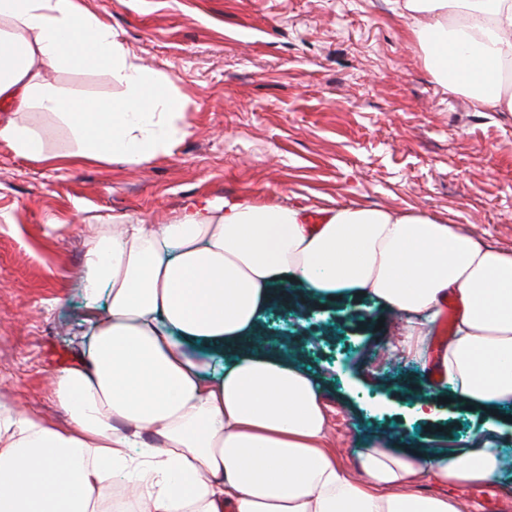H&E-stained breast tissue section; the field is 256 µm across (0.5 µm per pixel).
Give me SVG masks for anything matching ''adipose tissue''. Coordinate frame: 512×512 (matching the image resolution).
I'll list each match as a JSON object with an SVG mask.
<instances>
[{
	"instance_id": "ef3b65f1",
	"label": "adipose tissue",
	"mask_w": 512,
	"mask_h": 512,
	"mask_svg": "<svg viewBox=\"0 0 512 512\" xmlns=\"http://www.w3.org/2000/svg\"><path fill=\"white\" fill-rule=\"evenodd\" d=\"M437 79L481 107L512 112V0H403ZM93 45L87 54L85 45ZM108 65L120 98L64 111L50 69ZM0 141L56 155L17 113H61L79 162L146 164L188 133L172 80L139 63L78 0H0ZM298 281L318 297L354 289L436 322L456 305L438 375L458 399L512 412V252L423 213L339 205L310 226L302 208L203 198L169 224L116 221L88 241L93 304L75 363L53 374L59 426L0 399V512H460L444 489L501 480L497 426L466 450L395 451L366 437L363 479L328 445L323 392L307 366L255 332ZM199 347L223 353L208 374ZM441 486L421 492V482Z\"/></svg>"
}]
</instances>
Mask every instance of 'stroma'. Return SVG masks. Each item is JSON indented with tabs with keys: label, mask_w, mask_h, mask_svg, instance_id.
Instances as JSON below:
<instances>
[{
	"label": "stroma",
	"mask_w": 512,
	"mask_h": 512,
	"mask_svg": "<svg viewBox=\"0 0 512 512\" xmlns=\"http://www.w3.org/2000/svg\"><path fill=\"white\" fill-rule=\"evenodd\" d=\"M141 64L167 74L188 103L189 133L147 164L17 157L0 143V398L65 425L50 375L90 303L86 243L113 217L177 219L197 199L247 196L325 214L339 205L424 212L512 251V112L475 105L440 84L396 0H79ZM51 83L71 103L119 97L106 67H68ZM64 156L81 141L57 114L32 109ZM410 319L350 292L338 304L264 308L257 329L288 341L318 377L329 440L359 476L361 441L440 433L475 444L492 411L449 397L418 417L400 378L422 362L399 345ZM503 480L451 488L458 501L512 512V418L498 436Z\"/></svg>",
	"instance_id": "stroma-1"
}]
</instances>
